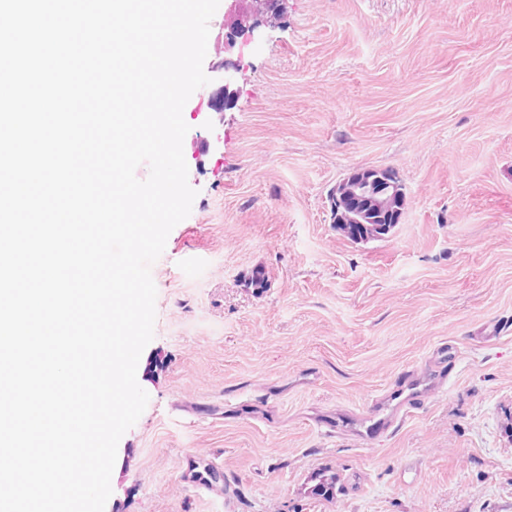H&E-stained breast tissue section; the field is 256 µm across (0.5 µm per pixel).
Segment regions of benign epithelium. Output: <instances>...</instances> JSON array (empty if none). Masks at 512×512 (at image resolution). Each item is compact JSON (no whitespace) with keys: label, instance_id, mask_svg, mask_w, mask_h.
<instances>
[{"label":"benign epithelium","instance_id":"benign-epithelium-1","mask_svg":"<svg viewBox=\"0 0 512 512\" xmlns=\"http://www.w3.org/2000/svg\"><path fill=\"white\" fill-rule=\"evenodd\" d=\"M281 0H227L225 15L232 18L225 35V46L233 47L237 39L248 44L260 28L257 17L280 13ZM239 65L224 61L223 85L216 89L222 96V108L231 105ZM331 211L333 223L349 233L351 226L358 225L361 231L351 237L355 243L380 240L401 223L405 207L398 205L407 201L403 185L392 169H362L336 185L332 195Z\"/></svg>","mask_w":512,"mask_h":512}]
</instances>
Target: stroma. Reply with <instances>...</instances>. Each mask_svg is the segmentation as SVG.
Here are the masks:
<instances>
[{
	"mask_svg": "<svg viewBox=\"0 0 512 512\" xmlns=\"http://www.w3.org/2000/svg\"><path fill=\"white\" fill-rule=\"evenodd\" d=\"M224 33L204 64L238 92L183 110L197 196L151 267L105 512H512V0H286L258 44ZM366 168L407 205L355 244L330 197ZM425 367L450 377L393 432L338 426ZM240 71L239 65L230 60H224V79L223 85L214 90L212 96L220 93L222 96L223 110L229 107L234 99L236 90L234 89L236 74Z\"/></svg>",
	"mask_w": 512,
	"mask_h": 512,
	"instance_id": "obj_1",
	"label": "stroma"
}]
</instances>
